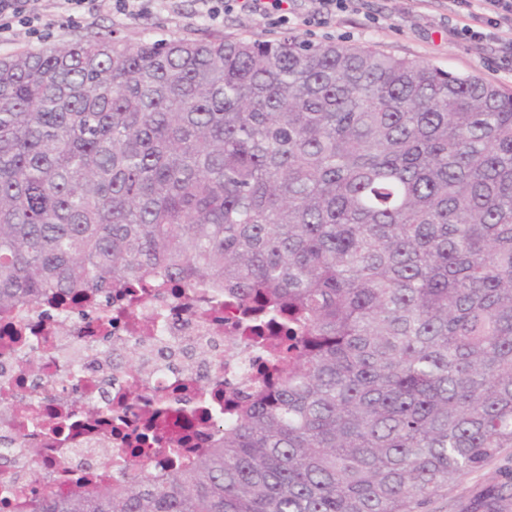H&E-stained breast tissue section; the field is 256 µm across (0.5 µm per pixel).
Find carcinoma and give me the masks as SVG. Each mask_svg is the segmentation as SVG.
<instances>
[{
    "label": "carcinoma",
    "instance_id": "obj_1",
    "mask_svg": "<svg viewBox=\"0 0 512 512\" xmlns=\"http://www.w3.org/2000/svg\"><path fill=\"white\" fill-rule=\"evenodd\" d=\"M162 278L288 346L188 468L20 512H418L512 448V91L294 35L0 57V312Z\"/></svg>",
    "mask_w": 512,
    "mask_h": 512
}]
</instances>
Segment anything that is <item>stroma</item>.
Returning <instances> with one entry per match:
<instances>
[{
	"instance_id": "obj_1",
	"label": "stroma",
	"mask_w": 512,
	"mask_h": 512,
	"mask_svg": "<svg viewBox=\"0 0 512 512\" xmlns=\"http://www.w3.org/2000/svg\"><path fill=\"white\" fill-rule=\"evenodd\" d=\"M28 8L39 24L16 27L10 40L0 42V57L107 31L130 44L171 37L276 40L292 34L314 44L372 46L454 74H476L512 91V49L459 38L455 30L465 19L451 11L448 0H357L333 14L324 0H284L277 10L266 0L246 7L232 0L215 21L204 17L200 0H155L149 10L126 16L113 10L112 0H90L77 12L61 10L57 0H30ZM509 483L512 448H505L451 481L422 512H471L489 489Z\"/></svg>"
}]
</instances>
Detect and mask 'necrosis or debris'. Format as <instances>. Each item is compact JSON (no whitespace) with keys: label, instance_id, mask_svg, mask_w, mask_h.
<instances>
[{"label":"necrosis or debris","instance_id":"1","mask_svg":"<svg viewBox=\"0 0 512 512\" xmlns=\"http://www.w3.org/2000/svg\"><path fill=\"white\" fill-rule=\"evenodd\" d=\"M33 357L43 361L36 381L25 370ZM265 361L245 316L212 288L149 282L132 294L113 289L105 303L76 291L0 313V459L11 472L0 512H15L18 489L36 483L65 493L134 477L123 463L143 433L154 449L144 461L150 471L184 468L211 446L225 396L246 388ZM106 385L118 420L60 429L96 407ZM160 403L190 409L193 421L148 429Z\"/></svg>","mask_w":512,"mask_h":512}]
</instances>
